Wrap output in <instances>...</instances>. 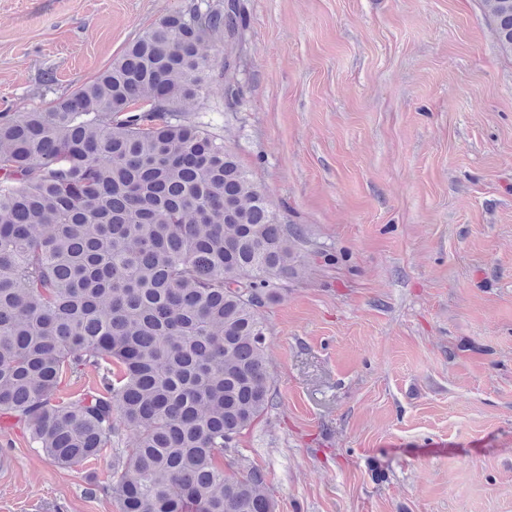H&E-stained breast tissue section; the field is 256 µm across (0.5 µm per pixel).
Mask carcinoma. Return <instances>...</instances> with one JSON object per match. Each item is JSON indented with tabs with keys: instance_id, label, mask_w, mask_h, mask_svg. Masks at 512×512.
<instances>
[{
	"instance_id": "carcinoma-1",
	"label": "carcinoma",
	"mask_w": 512,
	"mask_h": 512,
	"mask_svg": "<svg viewBox=\"0 0 512 512\" xmlns=\"http://www.w3.org/2000/svg\"><path fill=\"white\" fill-rule=\"evenodd\" d=\"M486 2L512 52V0ZM247 42L245 0L193 4L0 113V415L64 467L117 449L121 512H274L261 471H229L273 400L261 308L305 239L200 107L211 79L240 105Z\"/></svg>"
}]
</instances>
